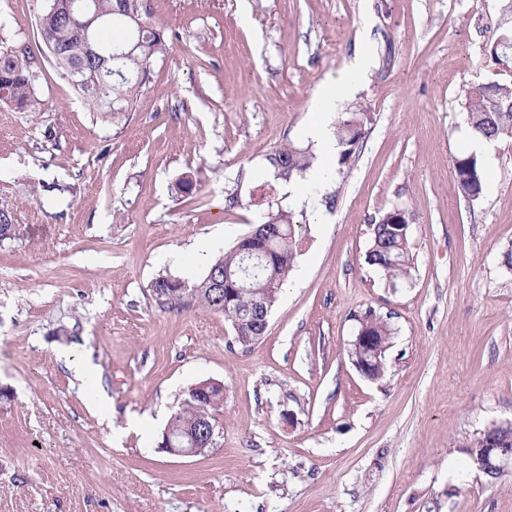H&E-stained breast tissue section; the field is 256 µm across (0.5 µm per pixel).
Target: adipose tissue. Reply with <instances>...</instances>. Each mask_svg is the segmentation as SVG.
<instances>
[{
	"instance_id": "1",
	"label": "adipose tissue",
	"mask_w": 512,
	"mask_h": 512,
	"mask_svg": "<svg viewBox=\"0 0 512 512\" xmlns=\"http://www.w3.org/2000/svg\"><path fill=\"white\" fill-rule=\"evenodd\" d=\"M368 66L369 61L365 54H355L353 59L348 61L344 69L333 79L330 87L321 92L313 102L312 109L319 112L321 118L307 127L306 135L317 144L324 163L312 170L309 176L312 185L318 186L326 183L333 175L327 160L335 155L337 143L331 134L326 116L335 111L339 95L351 93L358 86Z\"/></svg>"
}]
</instances>
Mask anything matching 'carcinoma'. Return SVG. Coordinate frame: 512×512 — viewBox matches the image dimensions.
<instances>
[{
  "label": "carcinoma",
  "instance_id": "cac0c4a2",
  "mask_svg": "<svg viewBox=\"0 0 512 512\" xmlns=\"http://www.w3.org/2000/svg\"><path fill=\"white\" fill-rule=\"evenodd\" d=\"M118 0H51L38 19V29L51 56L60 68L81 65L88 74L87 81L75 85L89 108L103 120L116 121L131 111L138 89L148 79L150 64L164 54L167 45L164 32L145 18L149 14L148 0H136L138 18L114 11ZM95 43L105 54H120L110 62L111 70H98V63L79 52L82 39ZM37 75L33 56L26 50L0 48V102L19 110L35 109L41 105L36 90ZM459 106L466 114L469 128L479 138L496 141L507 137L512 130V83L497 81L472 84L459 93ZM371 117L367 112H349L338 121L335 137L340 148L338 170L356 154ZM316 155L309 146L293 142L276 147L267 155V162L276 174L291 180L303 181L313 168ZM485 168L474 154L455 158L453 179L455 187L465 198L481 197ZM413 215L401 208L385 212L378 222L370 225L369 247L365 263L380 271L387 282L396 285L410 277L413 254L409 244V228ZM267 224L264 236L258 241H239L224 256L208 265L213 279L202 278L192 287L175 277L161 276L152 292L163 305L171 308L185 305L190 295L200 305L224 314L237 324L235 335L245 347L257 344L265 335L262 315L255 300H264L262 308L272 310L282 285L293 269L299 249L294 225L288 212L277 210L263 218ZM248 274H241V268ZM232 277L239 291L233 307H224V278ZM360 327L374 336L376 342L390 345L392 329L387 321L368 310L359 318ZM224 405V392L215 387L207 395L190 386L181 406L171 417L164 433L182 440L206 441L212 429L220 428L219 412Z\"/></svg>",
  "mask_w": 512,
  "mask_h": 512
}]
</instances>
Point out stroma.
<instances>
[{
  "label": "stroma",
  "instance_id": "35a3bbf8",
  "mask_svg": "<svg viewBox=\"0 0 512 512\" xmlns=\"http://www.w3.org/2000/svg\"><path fill=\"white\" fill-rule=\"evenodd\" d=\"M149 4L167 51L112 123L49 57L45 0H0V47H27L42 101L0 103V210L21 226L0 240V512H512V468L469 458L512 423V142L484 156L479 201L452 178L473 137L461 87L512 81L490 55L512 0ZM359 52L332 118L371 114L362 150L314 207L289 203L266 157L307 144L313 100ZM395 207L414 265L392 287L364 254ZM274 208L302 247L257 344L156 301V278L194 284ZM369 309L394 329L375 381L350 356ZM204 379L224 384L221 434L172 456L161 434Z\"/></svg>",
  "mask_w": 512,
  "mask_h": 512
}]
</instances>
